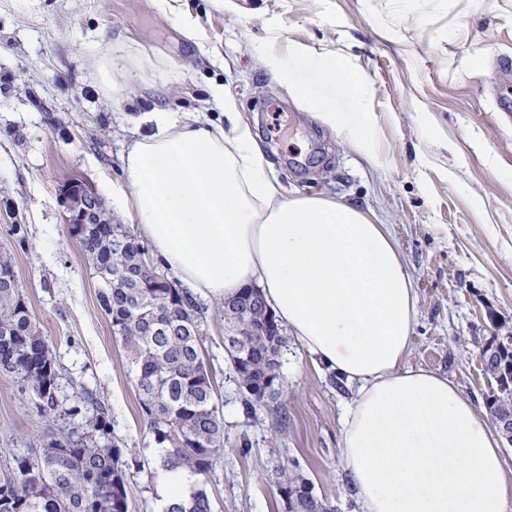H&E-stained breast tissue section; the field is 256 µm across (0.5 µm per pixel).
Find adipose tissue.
<instances>
[{
  "label": "adipose tissue",
  "instance_id": "ef3b65f1",
  "mask_svg": "<svg viewBox=\"0 0 512 512\" xmlns=\"http://www.w3.org/2000/svg\"><path fill=\"white\" fill-rule=\"evenodd\" d=\"M157 65L132 43L99 66L114 94ZM292 94L362 149L370 113L348 121L300 82ZM191 112L152 113L156 130L123 157L117 197L162 264L199 298L259 288L321 369L354 391L342 431L361 512H512L500 436L447 377L405 366L417 293L389 225L324 196L286 195L249 124Z\"/></svg>",
  "mask_w": 512,
  "mask_h": 512
}]
</instances>
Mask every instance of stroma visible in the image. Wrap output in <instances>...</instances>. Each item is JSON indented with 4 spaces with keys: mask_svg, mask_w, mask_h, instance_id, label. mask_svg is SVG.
I'll use <instances>...</instances> for the list:
<instances>
[{
    "mask_svg": "<svg viewBox=\"0 0 512 512\" xmlns=\"http://www.w3.org/2000/svg\"><path fill=\"white\" fill-rule=\"evenodd\" d=\"M134 42L165 73L113 97L98 66ZM305 51L340 57L362 96L296 68ZM276 58L278 70L266 66ZM512 0H0V246L56 358L59 400L92 391L115 436L138 452L130 512H158L164 477L126 353L98 304L91 261L70 236L60 193L90 184L112 220L137 232L112 196L122 156L152 133L160 108L224 121L221 86L251 123L286 193L372 210L392 227L418 304L406 366L446 376L490 423L497 390L483 348L512 334ZM293 71L332 111L373 115L370 150L324 126L280 80ZM23 236H14L13 225ZM202 351L224 415L212 460L214 512H285L277 481L299 461L336 512H359L342 454L353 392L287 344L277 402L244 415L224 350V315L201 301ZM74 418L45 420L13 378L0 376V467ZM248 454H239L240 444Z\"/></svg>",
    "mask_w": 512,
    "mask_h": 512,
    "instance_id": "stroma-1",
    "label": "stroma"
}]
</instances>
